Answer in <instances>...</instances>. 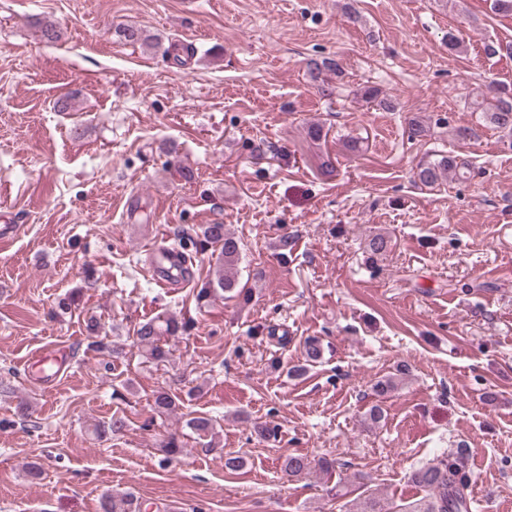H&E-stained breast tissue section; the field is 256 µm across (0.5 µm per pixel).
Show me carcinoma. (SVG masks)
Returning <instances> with one entry per match:
<instances>
[{
  "label": "carcinoma",
  "mask_w": 512,
  "mask_h": 512,
  "mask_svg": "<svg viewBox=\"0 0 512 512\" xmlns=\"http://www.w3.org/2000/svg\"><path fill=\"white\" fill-rule=\"evenodd\" d=\"M488 88L495 91V95L487 109V118L494 129L511 139L512 90L496 82L489 83ZM464 169L466 164L457 161L456 157L442 155L421 161L417 165L415 181L432 187ZM201 235L204 243L221 248L215 277L196 294L197 303L205 306L236 289L241 251L239 240L222 224L205 225ZM368 247L371 255H383L389 250L390 237L385 233H376L370 238ZM191 328V322H180L174 317L149 319L139 324L136 344L146 358L165 362L170 357V350L161 345V339L185 333ZM151 407L158 415H169L177 409L178 404L168 391L158 390L153 394ZM186 426L199 438L206 440V447L215 448L220 444V431L212 417L204 414L195 416L187 421ZM283 467L292 476H302L310 472L311 461L303 454L293 453L284 459ZM409 479L424 491V496L401 508V512H471V500L467 493L470 477L461 453H449L415 469ZM140 509L141 504L130 491H112L102 497L101 512H140Z\"/></svg>",
  "instance_id": "1"
}]
</instances>
